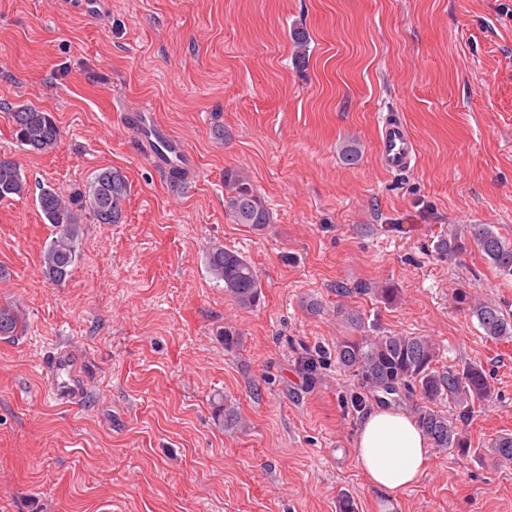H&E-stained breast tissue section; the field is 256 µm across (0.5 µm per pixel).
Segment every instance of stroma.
I'll use <instances>...</instances> for the list:
<instances>
[{
	"label": "stroma",
	"mask_w": 512,
	"mask_h": 512,
	"mask_svg": "<svg viewBox=\"0 0 512 512\" xmlns=\"http://www.w3.org/2000/svg\"><path fill=\"white\" fill-rule=\"evenodd\" d=\"M8 104L53 114L51 153L21 149ZM144 104L194 157L180 181L125 119ZM389 112L417 145L401 173L378 160ZM0 157L33 190L68 194L106 166L130 185L121 223L85 219L60 284L41 271L53 228L35 197L0 202V305L27 323L0 336V512H338L344 494L357 512H512V464L491 452L512 434V339L486 338L452 298L512 313V279L475 244L434 249L472 224L512 241V0H104L92 14L0 0ZM229 169L265 198L264 232L226 215ZM215 244L255 266L259 306L240 309L209 275ZM380 332L431 337L441 365L481 362L494 387L463 424L469 454L430 449L395 494L358 467L377 399L334 355L338 339ZM59 343L81 359L86 405L43 392ZM218 395L243 427L215 421Z\"/></svg>",
	"instance_id": "stroma-1"
}]
</instances>
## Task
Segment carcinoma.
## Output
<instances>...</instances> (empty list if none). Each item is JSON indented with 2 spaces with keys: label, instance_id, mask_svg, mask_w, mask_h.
I'll return each instance as SVG.
<instances>
[{
  "label": "carcinoma",
  "instance_id": "obj_1",
  "mask_svg": "<svg viewBox=\"0 0 512 512\" xmlns=\"http://www.w3.org/2000/svg\"><path fill=\"white\" fill-rule=\"evenodd\" d=\"M294 62L300 68L308 63L309 34L302 28L293 30ZM11 118L13 133L23 150L41 154L52 151L60 139L54 117L33 105L4 106ZM224 207L237 224H247L261 232L273 222L264 198L252 186L249 176L239 170L224 174ZM31 185L17 162L0 157V201L21 199L29 195ZM128 192V178L116 167L97 171L84 187L68 196L51 187H40L36 202L44 223L55 228L41 255V269L46 280H66L79 257L82 224L91 216L98 224H119ZM469 235L479 250L503 276H512V242L502 239L487 224H473ZM466 248L458 236L437 241V251L452 257ZM206 264L213 280L224 285V293L241 309L260 304L262 289L251 262L235 250L212 246ZM455 301L475 317L485 336L512 338V317L499 307L471 301L466 292L457 290ZM24 329V318L11 305H0V336L13 337ZM336 364L369 392L404 396L417 393L424 404L413 410L414 418L436 448L464 455L470 443L456 423L438 409L437 403L448 401L466 418L474 404L493 395L491 377L485 367L475 362L463 365L436 366V344L426 336L386 334L382 336H345L336 343ZM214 418L227 428L239 427L242 418L237 408L220 398L213 406ZM492 452L502 463H512V436L503 435L492 443Z\"/></svg>",
  "mask_w": 512,
  "mask_h": 512
}]
</instances>
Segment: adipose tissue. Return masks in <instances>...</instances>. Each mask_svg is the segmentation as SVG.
Instances as JSON below:
<instances>
[{
  "instance_id": "obj_1",
  "label": "adipose tissue",
  "mask_w": 512,
  "mask_h": 512,
  "mask_svg": "<svg viewBox=\"0 0 512 512\" xmlns=\"http://www.w3.org/2000/svg\"><path fill=\"white\" fill-rule=\"evenodd\" d=\"M429 440L415 419L397 408L375 407L361 420L355 455L370 485L400 492L426 468Z\"/></svg>"
}]
</instances>
